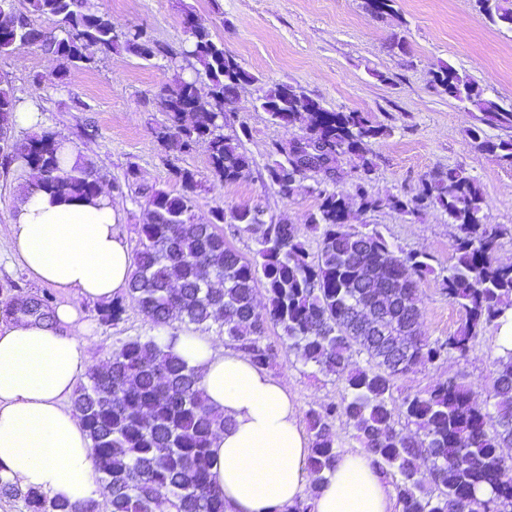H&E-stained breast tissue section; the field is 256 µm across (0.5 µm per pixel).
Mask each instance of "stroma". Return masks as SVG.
Here are the masks:
<instances>
[{"instance_id": "1", "label": "stroma", "mask_w": 512, "mask_h": 512, "mask_svg": "<svg viewBox=\"0 0 512 512\" xmlns=\"http://www.w3.org/2000/svg\"><path fill=\"white\" fill-rule=\"evenodd\" d=\"M98 12L111 15L117 28L140 27L170 53L180 55L181 71L167 61L142 60L123 49L97 56L88 68L60 72L55 58L36 47L0 56V82L11 85L20 102H34L40 127L95 162L103 186L123 214L120 232L129 249L139 245L151 190L177 195L182 191L175 168L195 172L199 182L195 213L209 216L213 207L231 210L260 206L269 224H290L317 252L319 236L309 222L320 203V190L336 192L350 203L352 227H376L394 247L426 256L434 268L419 283L420 324L430 340H445L465 320V312L449 301L440 273L454 261L456 225L447 214L427 209L403 214L381 208L365 210L353 199L355 161L342 156L337 176L322 171L302 175L294 194L283 197L270 184L266 168L273 159L272 142H288L305 133L304 122L274 123L258 106V98L277 84L296 87L331 112H360L387 126L390 136L372 146L375 170L368 184L372 196H413L425 175L448 168L464 170L480 186L486 223L512 227V166L479 150L469 136L476 110L440 92L431 82L447 64L482 87L495 100L512 101V29L489 21L476 0H394L386 13L373 11L370 0H90ZM207 26L223 41L253 83L243 86L227 106V134L242 133L243 149L252 160L250 177L227 183L211 171L206 145L186 154L166 155L153 136L165 123L158 92L175 76L191 77L196 64L183 57L188 36L185 14ZM406 38L405 51L391 49L393 35ZM26 183L20 159L0 162V255L8 256L9 222ZM91 327L87 338L91 367H103L119 341L154 333L152 321L133 303L120 319L101 322L105 304L74 295L56 294ZM277 327H268L266 343L274 348L270 373L287 378L299 411L339 403L344 384L312 366L297 362L281 345ZM498 331L487 329L467 357L449 355L400 376L395 404L405 396L432 390L448 379L471 384L477 401H485L495 379Z\"/></svg>"}]
</instances>
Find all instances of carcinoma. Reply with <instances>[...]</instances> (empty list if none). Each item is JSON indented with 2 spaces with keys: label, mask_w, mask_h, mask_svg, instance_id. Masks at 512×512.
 Returning <instances> with one entry per match:
<instances>
[{
  "label": "carcinoma",
  "mask_w": 512,
  "mask_h": 512,
  "mask_svg": "<svg viewBox=\"0 0 512 512\" xmlns=\"http://www.w3.org/2000/svg\"><path fill=\"white\" fill-rule=\"evenodd\" d=\"M494 23L512 29V0H477ZM0 0V55L38 45L56 57L63 72L88 67L99 52L122 46L143 59L167 56L141 29L119 31L112 17L92 10L88 0ZM38 16L57 19L54 31L33 24ZM187 53L209 82L201 96L196 82L179 79L160 95L167 122L154 129L165 153H188L208 145L213 173L226 183L247 179L252 160L241 138L224 134V104L244 84L257 81L213 39L209 29L186 15ZM435 87L470 103L485 125L512 129V103L485 96L475 82L443 65ZM260 107L271 120L290 125L308 117L302 140L318 149V167L336 172L340 157L355 165V195L367 209L389 208L414 214L428 207L443 210L457 225L455 262L442 284L448 299L466 314L465 323L443 341H430L420 330L418 281L432 271L413 252L394 250L375 230H354L346 223L348 206L336 193L319 191L321 202L310 223L320 230L312 257L295 228L267 224L263 211L236 208L225 214L216 206L204 220L195 213L196 174L178 168L182 193L152 192L147 222L141 226L134 272L126 295L166 328L174 321L215 329L259 367L269 364L273 348L262 345L268 325L303 364L345 380L340 405L305 413L311 434L306 494L294 505L272 512H313L319 490L339 457L333 420L340 413L357 430L363 453L392 477L401 512H512V459L500 449L512 447V350L496 359L492 406L473 398L470 386L448 380L424 396L405 398L407 422L422 436L398 428L393 404L395 379L425 361L450 353L467 357L483 331L512 307V266L494 261L502 229L484 223L485 200L475 181L457 169L437 170L413 197L369 196L375 169L371 145L389 135L360 112H330L295 87L277 84L264 91ZM18 100L0 85V151L19 157L54 193L93 196L100 177L92 162L62 169L58 135L43 131L13 136ZM477 147L512 166V138L493 140L482 129L470 130ZM269 155L283 156L267 168L268 179L285 197L293 194L301 170L284 146L271 143ZM256 234L251 261L229 247L221 224L226 220ZM264 286L268 307L260 312L254 292ZM54 311L49 295L12 296L5 317L22 315L46 321ZM137 336L112 348L104 371L94 369L79 384L72 408L90 440L98 483L111 512H225L224 490L212 473L211 440L224 430V414L208 405L198 372L173 352V339ZM366 355V366L353 355ZM25 512H97L93 500L70 503L28 489L20 491Z\"/></svg>",
  "instance_id": "cac0c4a2"
}]
</instances>
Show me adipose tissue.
Segmentation results:
<instances>
[{
	"instance_id": "1",
	"label": "adipose tissue",
	"mask_w": 512,
	"mask_h": 512,
	"mask_svg": "<svg viewBox=\"0 0 512 512\" xmlns=\"http://www.w3.org/2000/svg\"><path fill=\"white\" fill-rule=\"evenodd\" d=\"M107 189L64 197L32 178L10 224L11 256L34 281L92 301L126 290L133 258ZM86 323L68 304L53 322H0V479L53 498L96 499L90 442L67 408L89 365ZM174 351L199 370L208 403L227 420L211 445L226 512H271L304 493L309 443L285 379L242 352L195 335ZM314 512H394L380 472L358 453L341 455Z\"/></svg>"
}]
</instances>
